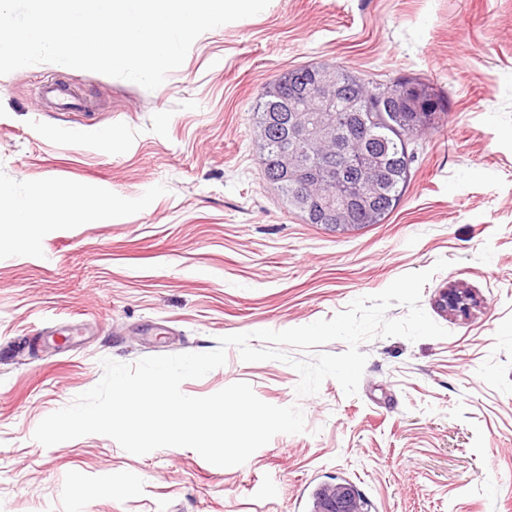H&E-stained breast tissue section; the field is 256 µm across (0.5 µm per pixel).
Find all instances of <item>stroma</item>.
Returning <instances> with one entry per match:
<instances>
[{
    "mask_svg": "<svg viewBox=\"0 0 512 512\" xmlns=\"http://www.w3.org/2000/svg\"><path fill=\"white\" fill-rule=\"evenodd\" d=\"M311 63L446 97L384 223H304L261 173L258 99ZM49 80L90 108L47 107L36 89ZM50 182L98 207L0 223V512H312L313 491L341 481L369 512H512V0H270L200 35L152 91L51 63L0 75V194L34 200ZM441 258L420 305L447 337L362 342L357 395L329 378L298 396L289 362L233 347L182 383L204 397L245 382L301 408L305 432L245 464L186 447L134 455L100 434L33 438L99 382L102 359L328 320ZM452 289L472 294L468 314L442 309Z\"/></svg>",
    "mask_w": 512,
    "mask_h": 512,
    "instance_id": "35a3bbf8",
    "label": "stroma"
}]
</instances>
